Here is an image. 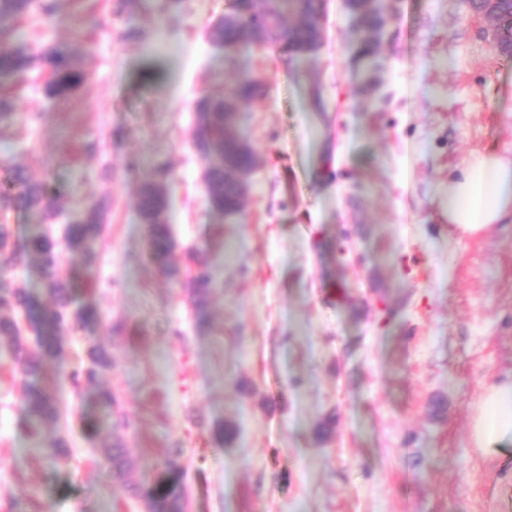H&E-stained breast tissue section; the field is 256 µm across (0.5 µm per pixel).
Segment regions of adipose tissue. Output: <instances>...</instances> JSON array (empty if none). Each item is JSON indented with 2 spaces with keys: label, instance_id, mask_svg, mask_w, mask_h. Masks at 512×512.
I'll return each mask as SVG.
<instances>
[{
  "label": "adipose tissue",
  "instance_id": "obj_1",
  "mask_svg": "<svg viewBox=\"0 0 512 512\" xmlns=\"http://www.w3.org/2000/svg\"><path fill=\"white\" fill-rule=\"evenodd\" d=\"M447 213L449 223L464 234L512 217V160L483 154L468 162L448 183ZM470 439L476 448L512 439V381L486 389Z\"/></svg>",
  "mask_w": 512,
  "mask_h": 512
}]
</instances>
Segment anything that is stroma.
I'll use <instances>...</instances> for the list:
<instances>
[{
  "mask_svg": "<svg viewBox=\"0 0 512 512\" xmlns=\"http://www.w3.org/2000/svg\"><path fill=\"white\" fill-rule=\"evenodd\" d=\"M231 5L59 0L19 28L69 46L89 78L60 100L38 72L0 79L15 104L0 192L18 167L66 212L104 195L110 208L93 270L66 249L56 270L99 311L42 379L63 406L48 431L67 443L59 460L25 432V381L0 338V512L20 495L33 512H146L128 485L156 483L176 448L187 512H512V443L470 442L485 388L512 375V223L462 237L445 214L471 155L512 156V56L468 0H393L371 66L344 0H327L306 60L282 41L230 56L206 32ZM245 76L263 84L237 125L258 166L228 220L208 204L195 103ZM159 162L175 277L138 210ZM93 347L112 359L99 384L127 428L74 396ZM113 435L125 481L103 454ZM211 281L208 266L206 263L201 264L190 291L191 302L200 316L205 313Z\"/></svg>",
  "mask_w": 512,
  "mask_h": 512,
  "instance_id": "1",
  "label": "stroma"
}]
</instances>
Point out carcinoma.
<instances>
[{
	"label": "carcinoma",
	"mask_w": 512,
	"mask_h": 512,
	"mask_svg": "<svg viewBox=\"0 0 512 512\" xmlns=\"http://www.w3.org/2000/svg\"><path fill=\"white\" fill-rule=\"evenodd\" d=\"M320 4L321 0H234L230 12L209 29V39L217 48L243 52L249 51L252 45L282 39L303 60L318 41ZM33 12L50 19L55 13V0H0V77L38 68L47 74L45 94L50 98H67L77 93L88 78L75 63L70 49L57 43L34 49L22 41H12L14 23ZM351 13L357 24L360 54H374V40L367 38V34L377 33L382 27L381 8L369 0H353ZM261 91L262 86L257 80L244 78L226 95L204 96L196 104L195 146L206 162L209 205L222 216H233L240 211L244 194L241 176L249 175L257 165L252 147L236 131V104L251 101ZM167 174V166L160 165L155 169L154 178L142 184L139 210L143 223L148 225L150 257L165 274L175 276L178 269L170 261L174 243L166 221L168 199L163 186ZM12 179L15 191L0 193V213L36 211L49 224L62 218L59 195L50 192L44 183L31 179L22 168L13 169ZM107 210L108 199L103 197L78 212L65 229L68 249L79 256L89 271L97 260L95 245ZM59 258V244L51 235L33 233L20 241L15 237L12 225L0 223V310L24 311L35 333L37 351L30 353L26 350L17 321L10 316L0 317V337L12 343L17 370L25 378L32 379L25 394V427L35 438L37 447L49 458L63 455L66 443L46 435V430L57 421L58 404L53 394L33 383V379L42 375L47 364L60 358L61 336L65 331L95 315L91 304L76 303L69 284L53 275ZM31 265L46 272L44 287L49 295L46 305L33 299L27 289L5 280L8 272ZM211 281L208 266L201 264L190 291L191 302L200 315L205 313ZM111 366L106 351L92 350L87 367L73 374L71 380L76 386H90ZM180 455L178 448L167 457L164 476L155 486L149 489L131 486L134 494L146 500L148 512H183V497L177 491ZM105 457L112 465V474L125 475L126 448L121 440L106 445Z\"/></svg>",
	"instance_id": "obj_1"
}]
</instances>
